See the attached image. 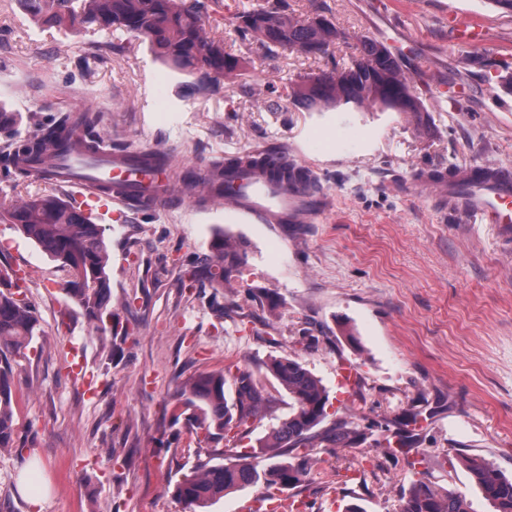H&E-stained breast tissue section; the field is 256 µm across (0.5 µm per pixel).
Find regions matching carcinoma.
I'll return each mask as SVG.
<instances>
[{
	"label": "carcinoma",
	"instance_id": "obj_1",
	"mask_svg": "<svg viewBox=\"0 0 512 512\" xmlns=\"http://www.w3.org/2000/svg\"><path fill=\"white\" fill-rule=\"evenodd\" d=\"M37 24L69 30L97 32L126 31L143 38L156 57L179 75L197 78L207 71L209 83L218 85L224 77L239 72L244 60L224 50V43L202 34V18L211 0H21ZM238 32L255 37L263 48L294 49L309 57L327 52L342 37L336 25L322 15L299 19L284 10L279 0H265L257 8L237 16ZM293 102L308 111L350 106L363 112H425L427 107L413 90L401 61L384 44L372 39L362 42L358 55L344 67L323 70L298 83ZM99 117L89 110L62 111L48 123L37 124L28 139L16 133L0 147V168L25 176L29 164L52 165L61 150L89 156L112 154V141L97 132ZM148 169L161 170L172 164L165 152L140 156ZM263 165L287 179L308 182L316 177L308 170L285 162L283 152H263L260 159L249 156L216 158L205 166L203 180L215 194L224 193V168L243 164ZM173 193L168 185L155 184L149 190L132 189V207L147 211L157 198ZM16 226L52 260L60 263L67 280L64 291L88 320L105 329L104 313L111 298L109 255L99 225L67 202L57 188L28 198L19 206L0 211V222ZM211 258L195 272V287L213 293L241 273L236 249L226 244L224 232L213 235ZM16 272L0 269V448L16 443L12 410L13 386L20 362L41 333L33 308L19 298ZM288 394V415L259 440L274 462L258 468L242 452L232 463L206 462L193 475L176 485L175 496L190 512L210 507L226 494L262 485L267 495L296 488L305 476L300 460L323 443L356 448L365 434L346 419L323 430L328 417L329 397L319 377L298 360L272 357L264 365ZM234 396L226 395L227 383L221 372L193 377L172 407L174 421L181 419L200 430L205 439L236 442L245 437L231 431L256 418H264L265 395L260 379L247 368L232 377ZM462 463L471 482L491 505L493 512H512V476L495 468L480 456L464 455ZM400 512H469L466 497L457 491L439 492L416 483L404 497Z\"/></svg>",
	"mask_w": 512,
	"mask_h": 512
}]
</instances>
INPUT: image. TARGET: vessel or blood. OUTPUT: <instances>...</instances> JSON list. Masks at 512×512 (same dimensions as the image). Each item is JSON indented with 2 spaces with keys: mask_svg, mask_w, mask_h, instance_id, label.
<instances>
[{
  "mask_svg": "<svg viewBox=\"0 0 512 512\" xmlns=\"http://www.w3.org/2000/svg\"><path fill=\"white\" fill-rule=\"evenodd\" d=\"M62 164L59 171L35 164L31 172L40 182L76 189V207L97 218L111 206L123 204V185L144 179L142 173L135 171L133 159L121 152L114 154L111 165L98 169L92 178L82 175L86 162L80 156H65ZM99 177L112 180L111 196L99 193L95 183ZM431 182L469 220L497 225L502 236L512 239V170L498 166L461 167L449 178L435 176ZM183 195L201 208L221 202L225 212L259 224H308L328 208L324 191L313 190L299 181L272 177L259 168L228 172L223 195L213 194L205 184L188 185Z\"/></svg>",
  "mask_w": 512,
  "mask_h": 512,
  "instance_id": "vessel-or-blood-1",
  "label": "vessel or blood"
}]
</instances>
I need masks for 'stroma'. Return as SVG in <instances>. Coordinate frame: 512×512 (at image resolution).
I'll use <instances>...</instances> for the list:
<instances>
[{
  "mask_svg": "<svg viewBox=\"0 0 512 512\" xmlns=\"http://www.w3.org/2000/svg\"><path fill=\"white\" fill-rule=\"evenodd\" d=\"M263 0H213L208 36L243 57L217 86L176 79L142 39L38 28L19 0H0V103L31 133L61 109L99 112L102 134L139 153L170 152L175 170L252 150L287 152L330 199L314 223L227 221L224 206L169 207L100 221L110 256L114 337L65 294L57 263L0 223V268L18 270L43 333L15 379L17 441L0 448V512H35L20 480L45 491L44 512H188L174 495L199 462H228L227 444L198 441L172 405L201 372L257 369L298 358L329 394V421L354 422L357 448L311 450L300 512H399L411 486L466 494L490 512L461 455L512 474V243L421 191L419 174L463 166L512 168V13L489 0H284L305 19L327 16L343 38L317 57L270 53L243 39L237 15ZM485 40L456 42L449 17ZM371 38L399 54L428 123L410 112H309L288 100L310 74L343 66ZM236 243L243 274L220 293L182 289L215 231ZM349 383H341L342 368ZM92 378L84 387L76 377ZM269 401L247 438L256 448L288 395ZM422 414L410 455L376 448L385 430ZM417 467H409V457Z\"/></svg>",
  "mask_w": 512,
  "mask_h": 512,
  "instance_id": "1",
  "label": "stroma"
}]
</instances>
